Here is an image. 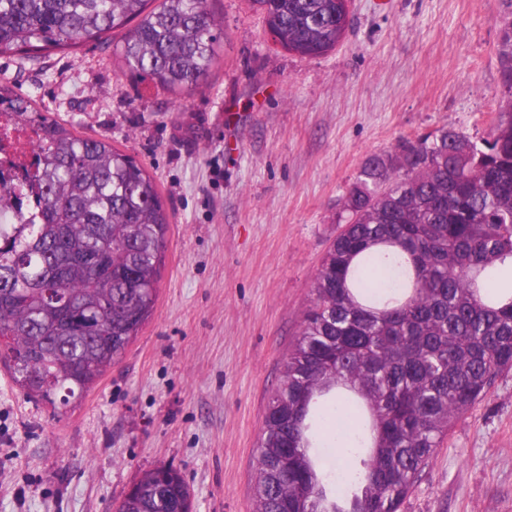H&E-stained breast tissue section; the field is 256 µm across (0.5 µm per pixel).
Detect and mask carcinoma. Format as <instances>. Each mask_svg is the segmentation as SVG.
Masks as SVG:
<instances>
[{
	"mask_svg": "<svg viewBox=\"0 0 512 512\" xmlns=\"http://www.w3.org/2000/svg\"><path fill=\"white\" fill-rule=\"evenodd\" d=\"M157 2L150 9L148 5ZM215 0H0V54L121 33L123 72L174 98L217 64ZM272 39L302 57L336 46L348 0H251ZM508 111L478 142L403 137L350 186L314 301L267 405L256 512H399L435 449L495 377L512 370V21L500 28ZM0 107L39 131L43 222L0 239V363L61 414L119 363L153 315L171 218L160 187L112 141L44 115L0 84ZM347 411L350 479L315 449L321 413ZM117 512H191L181 473L144 474Z\"/></svg>",
	"mask_w": 512,
	"mask_h": 512,
	"instance_id": "obj_1",
	"label": "carcinoma"
}]
</instances>
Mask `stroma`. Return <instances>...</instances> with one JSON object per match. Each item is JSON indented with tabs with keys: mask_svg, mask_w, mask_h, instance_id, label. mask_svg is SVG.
Listing matches in <instances>:
<instances>
[{
	"mask_svg": "<svg viewBox=\"0 0 512 512\" xmlns=\"http://www.w3.org/2000/svg\"><path fill=\"white\" fill-rule=\"evenodd\" d=\"M216 8L219 65L178 101L123 75L109 36L0 54V82L135 156L171 210L155 311L74 409L54 416L0 367V512H116L160 465L193 512H254L265 409L362 165L404 136L481 139L499 109L504 0H350V27L316 58L275 44L250 0ZM400 512H512V371Z\"/></svg>",
	"mask_w": 512,
	"mask_h": 512,
	"instance_id": "stroma-1",
	"label": "stroma"
}]
</instances>
